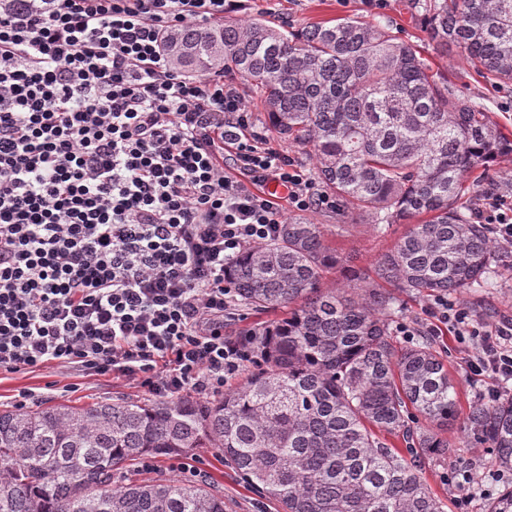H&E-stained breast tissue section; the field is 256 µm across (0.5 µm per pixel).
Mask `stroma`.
I'll return each mask as SVG.
<instances>
[{
    "instance_id": "1",
    "label": "stroma",
    "mask_w": 512,
    "mask_h": 512,
    "mask_svg": "<svg viewBox=\"0 0 512 512\" xmlns=\"http://www.w3.org/2000/svg\"><path fill=\"white\" fill-rule=\"evenodd\" d=\"M229 15L233 18L261 15L270 21H287L297 27L345 16H360L368 20L384 17L394 27L411 35L413 40L426 38L419 23L411 17L408 0H384L382 8L373 10L366 7L364 0H237ZM428 59L433 68L461 76L465 93L473 101L483 104L492 120L505 132L512 133V84L491 89L477 75L469 73L466 63L455 52L446 56L432 52ZM305 218L325 225L332 246L349 256L352 267L361 271L369 268L378 255L391 248L407 230L406 225L396 224L386 236L381 237L358 212L342 215L335 208L326 206L306 212ZM457 298L488 323L512 317V266L503 265L497 287L469 288L458 292ZM431 343L448 359V369L457 383L459 410L468 411L477 401L479 384L469 379L460 368L451 336L432 337ZM145 397V392L115 384L110 377L54 363L35 372L0 375V409L3 410L37 411L58 404L88 406L115 399L142 400ZM447 438L452 445V454L445 463L425 462L426 483L443 500L446 512H455L457 499L465 495L471 498L469 512H484L489 496L480 481L498 471L493 453L487 448L466 447L459 428L455 426L449 428ZM193 463L202 470L206 481L223 489L225 512H277L274 503L254 495L213 449L197 451ZM465 465L472 467L478 480L476 486L467 490L448 480L451 469Z\"/></svg>"
}]
</instances>
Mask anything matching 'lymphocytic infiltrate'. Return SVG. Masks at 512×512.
Returning <instances> with one entry per match:
<instances>
[{
  "label": "lymphocytic infiltrate",
  "mask_w": 512,
  "mask_h": 512,
  "mask_svg": "<svg viewBox=\"0 0 512 512\" xmlns=\"http://www.w3.org/2000/svg\"><path fill=\"white\" fill-rule=\"evenodd\" d=\"M230 0H0V372L54 361L173 399L208 398L254 362L224 281L287 212L329 205L256 128L234 78L189 76L164 35ZM285 188L284 198L268 185ZM512 246V193L475 212ZM480 400L512 381V318L435 295Z\"/></svg>",
  "instance_id": "1"
}]
</instances>
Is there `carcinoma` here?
Segmentation results:
<instances>
[{
    "instance_id": "cac0c4a2",
    "label": "carcinoma",
    "mask_w": 512,
    "mask_h": 512,
    "mask_svg": "<svg viewBox=\"0 0 512 512\" xmlns=\"http://www.w3.org/2000/svg\"><path fill=\"white\" fill-rule=\"evenodd\" d=\"M411 9L435 53L455 49L487 82L512 83V0ZM169 49L188 73L222 63L259 88L269 129L312 148L336 210H360L380 234L409 229L339 290L322 289L341 265L322 224L290 217L245 249L227 272L242 304L289 312L234 331L252 337L260 362L218 400L0 410V512H224V493L205 481H115L144 456L201 448L280 512H445L422 465L448 459L441 432L458 421L466 447L492 449L512 471V395L459 418L448 364L427 341L397 344L400 300L384 288L420 298L492 287L499 247L468 199L476 169L512 162V138L384 18L300 29L229 18L175 32ZM485 512H512V484Z\"/></svg>"
}]
</instances>
